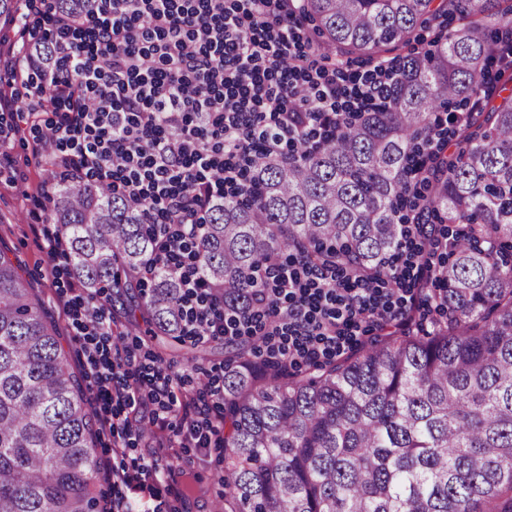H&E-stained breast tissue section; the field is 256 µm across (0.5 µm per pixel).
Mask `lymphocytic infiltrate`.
Returning a JSON list of instances; mask_svg holds the SVG:
<instances>
[{"instance_id":"lymphocytic-infiltrate-1","label":"lymphocytic infiltrate","mask_w":512,"mask_h":512,"mask_svg":"<svg viewBox=\"0 0 512 512\" xmlns=\"http://www.w3.org/2000/svg\"><path fill=\"white\" fill-rule=\"evenodd\" d=\"M80 15L51 21L65 71L35 88L55 113L39 129L38 151L79 180L107 183L130 203L150 201L161 251L182 286L184 335L238 343L259 338L270 359L320 363L352 350L370 327L401 320L427 278L408 217L392 267L397 287L335 276L294 260L266 269L249 315L226 312L224 292L205 287L195 241L212 200L236 194L257 156L288 151L296 118L313 146L349 118L383 107L400 73L386 59L356 77L310 67L300 0H89ZM94 100L87 108L86 100ZM60 300L81 343L89 389L101 404L100 430L112 438V512H134L128 490L155 497L165 472L135 454L140 408L178 412L169 439L181 448L224 443V389L207 404L175 402L177 376L142 363L117 340L112 315L81 281Z\"/></svg>"}]
</instances>
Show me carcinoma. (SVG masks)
I'll return each instance as SVG.
<instances>
[{"instance_id": "carcinoma-1", "label": "carcinoma", "mask_w": 512, "mask_h": 512, "mask_svg": "<svg viewBox=\"0 0 512 512\" xmlns=\"http://www.w3.org/2000/svg\"><path fill=\"white\" fill-rule=\"evenodd\" d=\"M302 11L325 60L373 64L407 47L405 68L385 111L319 148L297 135L288 160H258L242 193L211 204L200 273L241 310L257 271L290 255L392 287L396 213L423 182L410 212L432 226L421 260L436 317L300 378L252 362L258 341L238 345L224 364L223 512H512V94L484 95L512 0H303ZM455 13L461 27L419 45L417 30ZM34 53L52 65L54 39ZM457 98L480 111L452 115ZM444 113L453 150L413 165ZM52 203L89 288H126L157 255L148 201L135 209L104 183L68 180ZM150 278L145 334L184 343L177 281L162 260ZM99 473L82 384L0 252V512H109Z\"/></svg>"}]
</instances>
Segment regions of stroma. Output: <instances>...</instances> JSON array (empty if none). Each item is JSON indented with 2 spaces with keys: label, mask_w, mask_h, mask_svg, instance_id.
<instances>
[{
  "label": "stroma",
  "mask_w": 512,
  "mask_h": 512,
  "mask_svg": "<svg viewBox=\"0 0 512 512\" xmlns=\"http://www.w3.org/2000/svg\"><path fill=\"white\" fill-rule=\"evenodd\" d=\"M51 30V19L42 0H17L12 20L0 19V50L8 53L32 48ZM30 74V69H23L11 86L17 97L16 109L0 112V126L19 128L18 133L0 142V250L21 266L24 278L57 327L73 370L81 376L85 373L81 348L72 339L71 320L59 302V293L66 288L71 274L66 268L55 277L47 272L43 232L54 229L55 224L48 204L50 192L42 187L47 166L37 150L34 128L43 124L48 113L32 94L28 82ZM140 294L137 287L102 289V297L111 306L114 333L120 334L126 344L136 345L141 358L173 365L175 372L182 376L173 388L176 398L206 396L215 370L223 368L224 358L229 354L223 341L208 342L206 356L198 363H173L172 345L148 340L134 325L131 313L138 306ZM143 442L155 447L162 465L190 474L192 495L183 497V486L175 481L165 495L166 500L173 504L186 501L190 512H213L224 493L218 481L224 469L223 449L200 452L192 448H171L159 444L158 433L150 426L144 430Z\"/></svg>",
  "instance_id": "35a3bbf8"
}]
</instances>
